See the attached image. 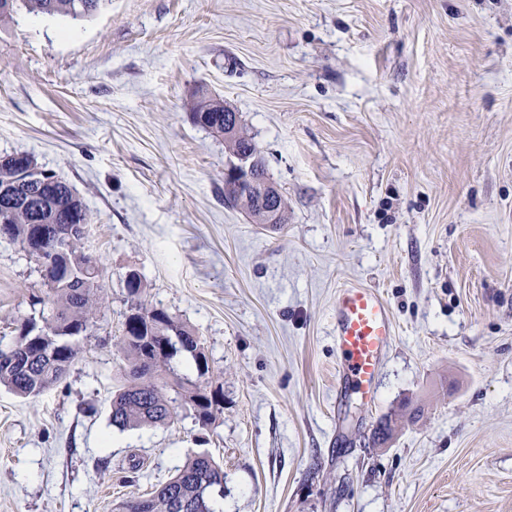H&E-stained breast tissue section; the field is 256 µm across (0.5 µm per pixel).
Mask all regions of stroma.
Returning a JSON list of instances; mask_svg holds the SVG:
<instances>
[{
  "mask_svg": "<svg viewBox=\"0 0 512 512\" xmlns=\"http://www.w3.org/2000/svg\"><path fill=\"white\" fill-rule=\"evenodd\" d=\"M201 89L241 113L288 200L281 232L225 206L224 141L190 119ZM13 152L86 204L106 301L61 384L0 387V512H112L204 450L222 512H512V0L21 11L0 26ZM131 271L201 339L223 401L208 429L186 410L109 421ZM345 285L394 317L370 407L336 397ZM46 291L0 238V348Z\"/></svg>",
  "mask_w": 512,
  "mask_h": 512,
  "instance_id": "35a3bbf8",
  "label": "stroma"
}]
</instances>
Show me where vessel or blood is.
Masks as SVG:
<instances>
[{
	"instance_id": "b4317fda",
	"label": "vessel or blood",
	"mask_w": 512,
	"mask_h": 512,
	"mask_svg": "<svg viewBox=\"0 0 512 512\" xmlns=\"http://www.w3.org/2000/svg\"><path fill=\"white\" fill-rule=\"evenodd\" d=\"M332 334L338 354L337 396L352 394L373 404L379 370L395 334L390 306L377 289L341 288L336 293Z\"/></svg>"
}]
</instances>
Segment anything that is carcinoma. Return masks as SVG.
I'll return each mask as SVG.
<instances>
[{"label": "carcinoma", "instance_id": "obj_1", "mask_svg": "<svg viewBox=\"0 0 512 512\" xmlns=\"http://www.w3.org/2000/svg\"><path fill=\"white\" fill-rule=\"evenodd\" d=\"M105 0H0V24L13 19L20 8L34 15L84 18L97 12ZM190 115L195 124L224 138V151L229 157L250 153L258 157L254 177L268 176L266 161L257 144L245 130L240 114L224 106V100L213 96L197 98ZM29 157L25 152L0 156V225L7 226V239L24 244L44 224H55L64 230L75 220L91 221L89 211L71 186L50 173L43 190L28 187L1 193L11 184L14 166L11 160ZM233 196L229 206L244 210L255 224L267 223L262 209L253 198L240 199L233 188L224 196ZM85 232L72 237L57 266L44 275L51 293V307L33 296L30 313L17 320V336L8 348H0V386L24 398L36 397L60 383L68 373L81 343L96 323V304L103 300L104 288L98 260L81 250ZM131 309L126 317L124 334L117 344L124 351L127 365L123 383L112 396V426L124 430L143 426L171 424L177 418V400H183L193 411L198 424L211 425L223 411L218 391L207 390L202 378L209 366L200 362L199 337L176 322L163 310L148 309L141 300L144 282L140 275L125 280ZM180 355L191 357L197 380L178 376L174 360ZM173 377L171 389L163 374ZM224 475V469L207 453H197L168 482L151 496H129L116 504L115 512H220L217 497L204 500L192 492Z\"/></svg>", "mask_w": 512, "mask_h": 512}]
</instances>
